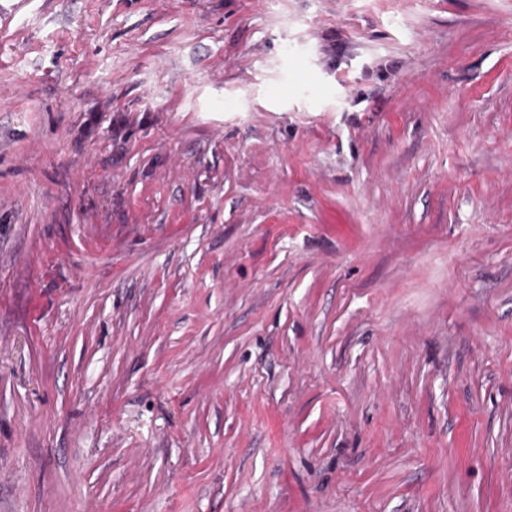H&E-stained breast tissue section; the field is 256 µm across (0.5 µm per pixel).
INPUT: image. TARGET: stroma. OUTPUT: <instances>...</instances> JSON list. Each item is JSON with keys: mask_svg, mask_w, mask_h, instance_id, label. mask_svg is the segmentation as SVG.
<instances>
[{"mask_svg": "<svg viewBox=\"0 0 512 512\" xmlns=\"http://www.w3.org/2000/svg\"><path fill=\"white\" fill-rule=\"evenodd\" d=\"M0 512H512V0H0Z\"/></svg>", "mask_w": 512, "mask_h": 512, "instance_id": "stroma-1", "label": "stroma"}]
</instances>
